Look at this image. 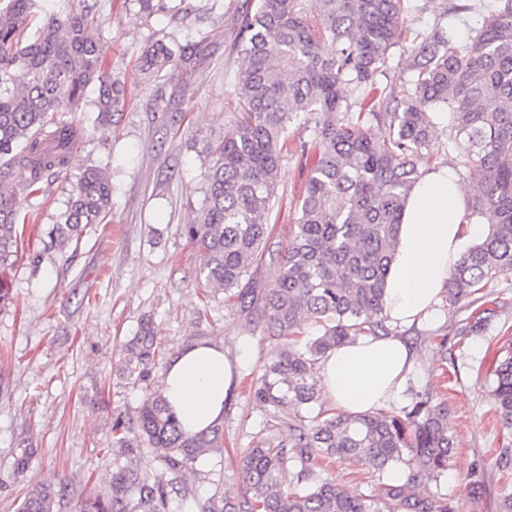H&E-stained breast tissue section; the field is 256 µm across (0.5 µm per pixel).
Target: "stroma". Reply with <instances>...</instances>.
Listing matches in <instances>:
<instances>
[{
	"instance_id": "35a3bbf8",
	"label": "stroma",
	"mask_w": 512,
	"mask_h": 512,
	"mask_svg": "<svg viewBox=\"0 0 512 512\" xmlns=\"http://www.w3.org/2000/svg\"><path fill=\"white\" fill-rule=\"evenodd\" d=\"M256 0H167L166 11L145 19L131 0H100L106 18L102 66L125 71L131 97L107 131L93 113L65 112L62 120L86 136L67 168L28 198L24 245L7 276L15 302L0 309V512H17L23 494L62 489L54 512H76L82 496L104 490L112 473V423L134 415L145 394L163 388L169 357L183 346L223 345L236 389L224 404V449L197 462L187 479L195 499L242 489L241 459L251 448L287 443L295 419L260 406L250 387L275 343L240 315L223 293L204 284L200 256L185 234L202 206L208 161L203 145L233 118V76L242 21ZM496 0H415L414 25L453 26L470 36ZM193 45L192 61L176 63L160 86L139 81L143 46L161 34ZM318 158L315 148H292L283 159L272 214L271 241L285 247L294 214L289 201L303 189ZM91 166L112 184L107 223L86 226L65 250L45 244L60 222L72 183ZM431 320L398 329L416 362L395 402L402 414L416 393L445 398L455 450L439 480L417 479L415 494L445 500L452 512H502L512 495V468L499 457L512 449L501 428L491 390L496 366L512 355V276L456 306L440 303ZM151 318L164 356L145 377L123 369L122 346ZM480 320L481 332L462 336L463 323ZM33 455L15 467L22 447ZM324 477L372 495L388 475L360 463H328Z\"/></svg>"
}]
</instances>
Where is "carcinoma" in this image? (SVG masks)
Listing matches in <instances>:
<instances>
[{"mask_svg":"<svg viewBox=\"0 0 512 512\" xmlns=\"http://www.w3.org/2000/svg\"><path fill=\"white\" fill-rule=\"evenodd\" d=\"M98 2L58 0L32 31L40 0H0V307L13 301L3 272L18 258L23 199L62 172L83 142V129L53 114L82 111L93 85L96 122L105 128L131 94L123 72L102 67L105 19ZM306 2L258 0L244 16L235 120L204 145L210 159L204 203L186 226L206 285L235 300L248 323L276 341L255 401L290 411L319 399L316 364L328 351L383 329L386 274L436 115L448 114L449 143L474 184L469 217L490 220L487 234L448 275V305L512 274V0H499L465 43L441 24L411 28L412 0H319L313 18ZM407 34L413 79L384 92L379 77ZM189 48L153 39L141 52L142 82L165 80ZM490 90L499 101L492 111L483 105ZM300 116L305 125L297 132H311L319 158L290 202L295 224L278 253L276 277L262 282L255 274L270 252L278 170L288 129ZM16 165L28 172L20 189L1 182ZM111 197L107 174L85 170L45 248L63 249L86 225L104 223ZM306 322L322 334L299 349ZM123 352L129 375L143 377L160 356L151 320L141 322ZM494 375L495 411L512 431V357ZM223 447L222 428L186 434L163 393L151 392L133 420L113 422L108 491L82 499L79 512H171L173 498L194 495L186 474ZM453 450L447 402L431 390L416 394L402 416L321 412L290 446L251 449L241 465L243 492L213 495L198 503V512H448L443 500L418 498L409 482L382 483L378 493L364 495L320 477L317 467L326 458L370 459L382 472L404 464L436 480ZM149 453L162 473L142 467ZM56 496L52 488H36L18 512H53Z\"/></svg>","mask_w":512,"mask_h":512,"instance_id":"1","label":"carcinoma"}]
</instances>
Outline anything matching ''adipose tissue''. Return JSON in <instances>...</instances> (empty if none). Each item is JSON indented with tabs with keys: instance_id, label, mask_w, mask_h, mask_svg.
I'll use <instances>...</instances> for the list:
<instances>
[{
	"instance_id": "adipose-tissue-1",
	"label": "adipose tissue",
	"mask_w": 512,
	"mask_h": 512,
	"mask_svg": "<svg viewBox=\"0 0 512 512\" xmlns=\"http://www.w3.org/2000/svg\"><path fill=\"white\" fill-rule=\"evenodd\" d=\"M470 202L467 185L443 162L412 189L386 276L384 315L390 324L409 326L435 314L453 264L481 231L467 218ZM413 365L414 353L401 337L362 335L329 351L318 371L337 412L364 414L395 400ZM231 377L218 344L192 343L172 357L163 393L187 434L221 423Z\"/></svg>"
}]
</instances>
